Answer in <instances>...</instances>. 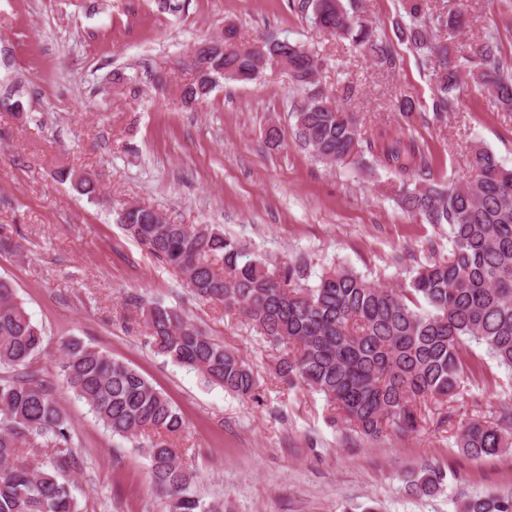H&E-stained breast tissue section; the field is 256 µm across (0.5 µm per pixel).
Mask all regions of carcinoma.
<instances>
[{"instance_id": "obj_1", "label": "carcinoma", "mask_w": 512, "mask_h": 512, "mask_svg": "<svg viewBox=\"0 0 512 512\" xmlns=\"http://www.w3.org/2000/svg\"><path fill=\"white\" fill-rule=\"evenodd\" d=\"M407 21L400 40L422 52L431 69L433 109L454 108L461 73L486 89L503 110L512 111V63L502 57L499 39L488 33L455 47L433 32L459 26L454 0L426 13L423 0H401ZM322 30L372 53L390 67L391 50L377 28L360 18V0H300ZM224 52L200 44L193 54L205 69L192 67L182 90L187 103H200L233 71L250 81L278 56L288 54V75L298 86L295 135L312 157L326 165L348 160L397 171L403 178V207L432 225H448V258L419 266L406 287L383 288L350 267L333 266L307 284L310 264L293 261L274 270L260 259L242 261L244 247L212 224H166L139 204L117 212V223L154 258L176 268L191 293L239 311L263 340L281 352L280 378L323 395L370 440L388 429L413 431L416 402L451 399L473 369L466 346L476 344L499 368L512 369V168L478 144L471 153L472 180L441 188L432 183L431 162L418 144L380 136L362 145L353 113L342 112L319 86L322 60L302 44L269 37L261 47L230 44ZM61 181L84 195L97 185L72 170ZM221 258L224 267L214 266ZM148 343L155 352L197 372L206 382L242 399L259 386L248 360L205 334L189 318L161 302L143 310ZM44 332L17 300L13 284L0 278V512H78L79 487L72 474L81 459L73 448L71 423L55 387L33 367ZM62 386L89 407L112 435L146 452L154 488L170 512H224V501L204 500L193 491L195 473L170 442L185 422L167 396L123 360L74 337L63 344ZM455 445L482 458L512 448V402L490 422L459 427ZM49 448L46 461L36 449ZM447 472L425 466L406 475L410 492L433 496ZM458 512H512V487L468 496Z\"/></svg>"}]
</instances>
